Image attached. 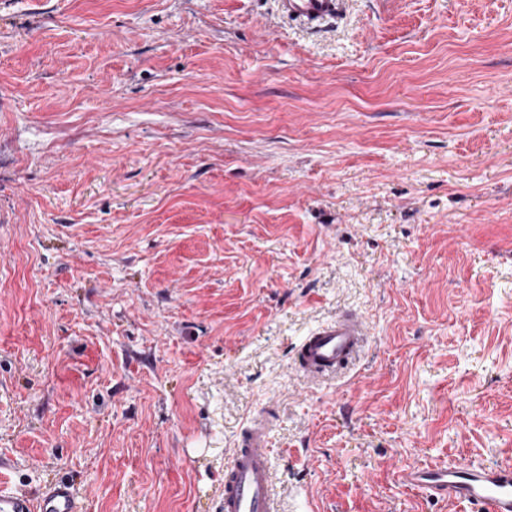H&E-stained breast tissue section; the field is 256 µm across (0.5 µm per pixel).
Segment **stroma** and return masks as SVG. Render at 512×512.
I'll list each match as a JSON object with an SVG mask.
<instances>
[{
	"label": "stroma",
	"instance_id": "35a3bbf8",
	"mask_svg": "<svg viewBox=\"0 0 512 512\" xmlns=\"http://www.w3.org/2000/svg\"><path fill=\"white\" fill-rule=\"evenodd\" d=\"M263 410L281 512H484L398 473L512 458V0H0L8 487L222 512ZM341 2L343 0H279L284 14L308 23L338 15ZM367 335L360 315L341 313L304 339L298 351V368L307 376L336 374L358 353Z\"/></svg>",
	"mask_w": 512,
	"mask_h": 512
}]
</instances>
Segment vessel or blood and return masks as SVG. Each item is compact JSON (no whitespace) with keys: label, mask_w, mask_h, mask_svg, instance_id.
Segmentation results:
<instances>
[{"label":"vessel or blood","mask_w":512,"mask_h":512,"mask_svg":"<svg viewBox=\"0 0 512 512\" xmlns=\"http://www.w3.org/2000/svg\"><path fill=\"white\" fill-rule=\"evenodd\" d=\"M342 0H279L284 14L315 23L338 15ZM365 320L342 313L302 342L298 368L309 376L336 373L361 349ZM270 422L255 417L224 474V512H278L270 469ZM400 482L424 494L482 505L486 512H512V464L481 468L469 462L408 466ZM0 512H83L71 483L48 481L39 497L0 488Z\"/></svg>","instance_id":"vessel-or-blood-1"}]
</instances>
